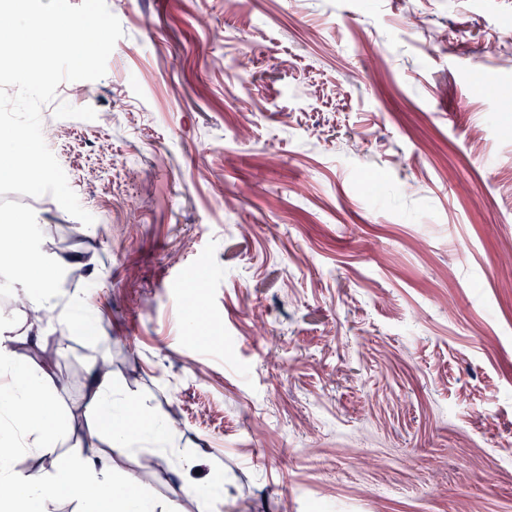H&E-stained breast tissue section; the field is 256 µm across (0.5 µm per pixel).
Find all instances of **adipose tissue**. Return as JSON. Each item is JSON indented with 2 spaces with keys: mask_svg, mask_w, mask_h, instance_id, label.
<instances>
[{
  "mask_svg": "<svg viewBox=\"0 0 512 512\" xmlns=\"http://www.w3.org/2000/svg\"><path fill=\"white\" fill-rule=\"evenodd\" d=\"M22 334L0 323V374L9 377L0 390V512H56L63 499L87 501L88 512H156L153 498L131 486L127 476L112 462L114 448H131L147 442L164 448L173 441L168 424L157 417L136 414L135 426L116 429L112 420L133 412L131 396H118L109 372L94 370L83 399V414L95 417L90 437L107 438L109 452L92 447L50 472L21 471L17 452L30 449L52 453L60 430L74 424L75 415L61 417L55 398L46 390L50 379L45 369L22 362L16 351ZM79 472L80 483L69 480Z\"/></svg>",
  "mask_w": 512,
  "mask_h": 512,
  "instance_id": "adipose-tissue-1",
  "label": "adipose tissue"
}]
</instances>
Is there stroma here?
I'll return each instance as SVG.
<instances>
[{
    "mask_svg": "<svg viewBox=\"0 0 512 512\" xmlns=\"http://www.w3.org/2000/svg\"><path fill=\"white\" fill-rule=\"evenodd\" d=\"M107 5L49 143L93 224L11 196L66 263L18 346L58 409L104 365L168 421L112 451L162 512H512V0Z\"/></svg>",
    "mask_w": 512,
    "mask_h": 512,
    "instance_id": "obj_1",
    "label": "stroma"
}]
</instances>
